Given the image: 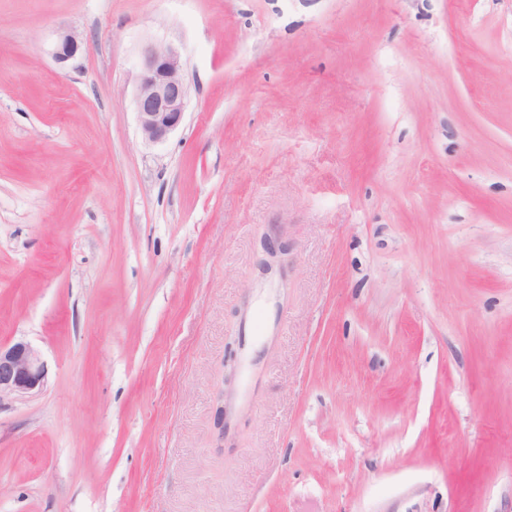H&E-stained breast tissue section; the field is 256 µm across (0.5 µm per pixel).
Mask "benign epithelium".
<instances>
[{
	"mask_svg": "<svg viewBox=\"0 0 512 512\" xmlns=\"http://www.w3.org/2000/svg\"><path fill=\"white\" fill-rule=\"evenodd\" d=\"M79 50L75 36H59L53 56L60 62ZM135 96L142 137L149 143L165 140L182 124L188 98L187 67L180 53L166 45L150 44L141 54ZM48 382V367L41 353L30 343L0 344V403L6 399L33 397Z\"/></svg>",
	"mask_w": 512,
	"mask_h": 512,
	"instance_id": "1",
	"label": "benign epithelium"
}]
</instances>
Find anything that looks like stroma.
Masks as SVG:
<instances>
[{
	"label": "stroma",
	"mask_w": 512,
	"mask_h": 512,
	"mask_svg": "<svg viewBox=\"0 0 512 512\" xmlns=\"http://www.w3.org/2000/svg\"><path fill=\"white\" fill-rule=\"evenodd\" d=\"M19 340L0 512H512V0H0ZM135 96L143 139L165 140L182 124L188 98L187 67L180 53L166 45L149 44L141 54ZM47 382V364L30 343L0 344V403L4 399L36 396Z\"/></svg>",
	"instance_id": "obj_1"
}]
</instances>
